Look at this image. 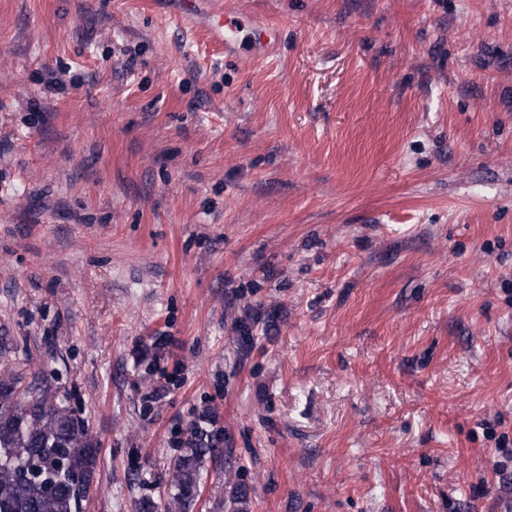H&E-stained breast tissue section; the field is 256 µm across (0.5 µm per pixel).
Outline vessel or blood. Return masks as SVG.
<instances>
[{
  "instance_id": "vessel-or-blood-1",
  "label": "vessel or blood",
  "mask_w": 512,
  "mask_h": 512,
  "mask_svg": "<svg viewBox=\"0 0 512 512\" xmlns=\"http://www.w3.org/2000/svg\"><path fill=\"white\" fill-rule=\"evenodd\" d=\"M212 38L223 46L226 54L259 56L262 49L278 43V27L260 21L254 13L244 10L229 11L211 7Z\"/></svg>"
}]
</instances>
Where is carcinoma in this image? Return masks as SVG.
<instances>
[{
	"label": "carcinoma",
	"mask_w": 512,
	"mask_h": 512,
	"mask_svg": "<svg viewBox=\"0 0 512 512\" xmlns=\"http://www.w3.org/2000/svg\"><path fill=\"white\" fill-rule=\"evenodd\" d=\"M220 442L214 416L188 426L168 466L163 512H188ZM99 453L100 441L67 392L44 375L26 384L16 374L0 376V512H80L95 483ZM248 499L249 486L233 482L231 512H243Z\"/></svg>",
	"instance_id": "carcinoma-1"
}]
</instances>
